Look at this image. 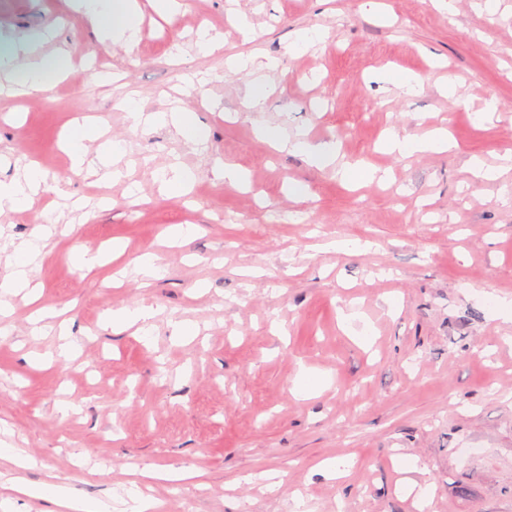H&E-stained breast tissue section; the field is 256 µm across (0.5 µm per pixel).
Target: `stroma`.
Returning <instances> with one entry per match:
<instances>
[{
	"instance_id": "stroma-1",
	"label": "stroma",
	"mask_w": 512,
	"mask_h": 512,
	"mask_svg": "<svg viewBox=\"0 0 512 512\" xmlns=\"http://www.w3.org/2000/svg\"><path fill=\"white\" fill-rule=\"evenodd\" d=\"M455 0H182L162 19L150 0L135 46L100 37L73 0H0V41L45 33L38 54H70L64 79L37 96L0 97V181L36 161L47 189L35 206L0 214V277L44 229L71 226L38 259L43 304L62 309L75 360L38 369L57 330L30 334L31 304L0 316V442L34 460L33 484L111 501L121 512L145 468L203 472L193 512H414L407 466L429 491L424 512H512V0L493 11ZM220 49L196 47L201 28ZM325 36L299 48V34ZM278 58L277 70L234 72L225 58ZM425 79L409 94L387 70ZM98 70L120 73L97 83ZM268 88L265 109L245 107ZM144 113L181 108L206 126L202 144ZM496 110L484 114L486 102ZM90 120L123 143V176L74 175L61 147ZM288 138L335 141L339 157L385 170V183L342 184L336 166L307 167L271 150L256 124ZM446 125L444 153L382 150L385 129L415 136ZM501 168L474 179L469 160ZM189 169L168 192L171 165ZM249 183L226 186L224 165ZM308 188L305 199L292 192ZM175 224L196 225L167 245ZM344 251H328L329 240ZM104 250L85 273L71 257ZM159 256L151 286L123 276ZM146 306L152 328L112 327V311ZM355 313L346 322L344 313ZM195 335H179L177 323ZM314 387L299 394L301 372ZM74 410L60 417L57 406ZM351 458L324 477L319 462ZM0 458V512H65L10 489Z\"/></svg>"
}]
</instances>
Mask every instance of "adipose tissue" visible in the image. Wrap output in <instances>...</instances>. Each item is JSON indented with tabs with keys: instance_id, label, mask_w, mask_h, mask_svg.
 <instances>
[{
	"instance_id": "1",
	"label": "adipose tissue",
	"mask_w": 512,
	"mask_h": 512,
	"mask_svg": "<svg viewBox=\"0 0 512 512\" xmlns=\"http://www.w3.org/2000/svg\"><path fill=\"white\" fill-rule=\"evenodd\" d=\"M84 13L90 18L97 30L124 45H132L140 31L141 16L136 0H78ZM69 64L64 56L39 57L29 55L27 60H19L14 48L0 52V71L7 73L13 83L11 89L15 95H32L46 90L59 73ZM126 109L134 124L163 123L173 125L184 139L192 143H200L207 136L206 127L198 120L195 113L177 111L147 115L142 113L135 103H127ZM260 139L269 143L279 151L302 156L313 168H324L337 165V173L347 182L356 180L362 173L359 163H337L335 142L325 141L313 143L305 139L291 140L277 131L260 125L256 128ZM101 132L92 124L76 127L65 140V147L72 161L74 172H82L88 155V144L99 141L98 159L102 167L112 165V158L119 154L122 145L117 141L100 142ZM385 148L393 153L410 156L419 152L446 151L451 149L452 142L447 129L436 128L418 138H407L397 133H389L384 141ZM45 178L35 168H27L22 179L8 184L0 182V211L31 208L39 196ZM0 456L7 458L14 470L19 473L12 488L16 492L32 497H52L66 512H107L108 505L99 499H82L75 497L62 486L45 483L29 484L21 478L20 472L29 465L28 457L14 448H1Z\"/></svg>"
}]
</instances>
